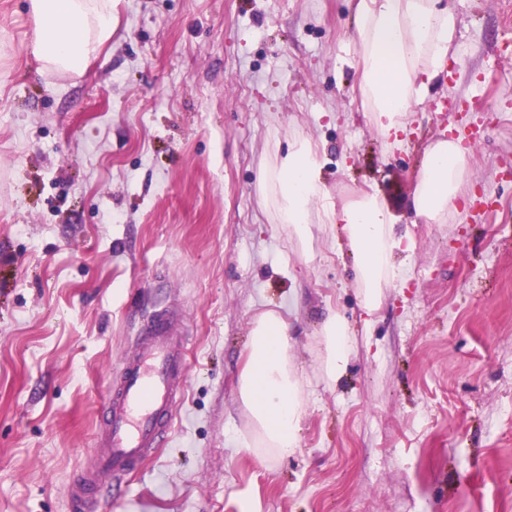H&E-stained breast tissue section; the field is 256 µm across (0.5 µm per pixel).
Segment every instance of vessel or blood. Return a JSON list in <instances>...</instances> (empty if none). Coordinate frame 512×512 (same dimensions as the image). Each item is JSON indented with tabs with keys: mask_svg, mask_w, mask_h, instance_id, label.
<instances>
[{
	"mask_svg": "<svg viewBox=\"0 0 512 512\" xmlns=\"http://www.w3.org/2000/svg\"><path fill=\"white\" fill-rule=\"evenodd\" d=\"M184 337L170 312L138 324L133 349L115 372L98 425L96 452L72 484L73 512H87L102 477L122 483L151 450L162 447L185 390Z\"/></svg>",
	"mask_w": 512,
	"mask_h": 512,
	"instance_id": "vessel-or-blood-1",
	"label": "vessel or blood"
}]
</instances>
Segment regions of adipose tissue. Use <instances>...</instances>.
Instances as JSON below:
<instances>
[{"instance_id":"ef3b65f1","label":"adipose tissue","mask_w":512,"mask_h":512,"mask_svg":"<svg viewBox=\"0 0 512 512\" xmlns=\"http://www.w3.org/2000/svg\"><path fill=\"white\" fill-rule=\"evenodd\" d=\"M113 8V0H27L30 47L41 71L81 73L112 38ZM354 9L364 116L386 144L395 146L414 104L444 69L456 17L438 0H355ZM470 156V149L451 138L428 145L412 194L418 218L444 224L456 214L455 202L469 184ZM261 185L276 223L285 225L302 248L311 245L309 225H342L344 240L336 248L353 259L363 309L376 311L397 277L395 252L412 248L398 235L384 200L364 193L327 204L316 147L303 137L273 156ZM318 336L322 371L328 381L338 382L354 350L349 324L329 313ZM238 396L258 447L276 458L297 448L306 398L288 354V323L281 313L269 310L253 319Z\"/></svg>"}]
</instances>
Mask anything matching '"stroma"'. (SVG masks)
Segmentation results:
<instances>
[{
	"mask_svg": "<svg viewBox=\"0 0 512 512\" xmlns=\"http://www.w3.org/2000/svg\"><path fill=\"white\" fill-rule=\"evenodd\" d=\"M445 73L397 147L366 124L352 0H117L83 74L27 49L0 0V512H73L113 374L148 311L186 337L173 434L103 512H512V0H448ZM479 132L444 224L416 221L429 140ZM301 135L332 198L377 191L408 233L366 314L337 224L301 251L259 176ZM288 321L308 402L295 452L245 446L252 318ZM355 350L325 381L317 336ZM318 336L322 371L328 381L336 383L344 376L354 350L349 324L343 316L331 312L322 322Z\"/></svg>",
	"mask_w": 512,
	"mask_h": 512,
	"instance_id": "obj_1",
	"label": "stroma"
}]
</instances>
